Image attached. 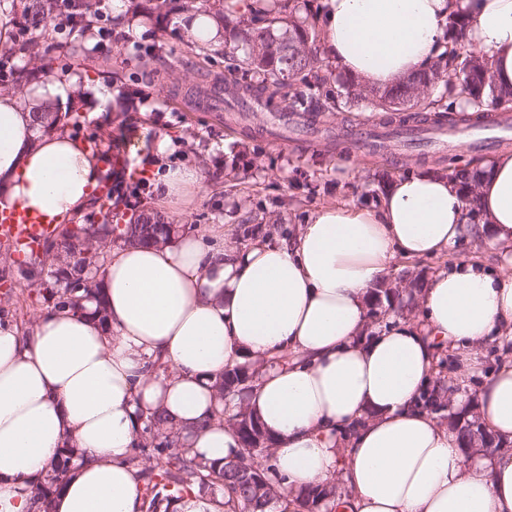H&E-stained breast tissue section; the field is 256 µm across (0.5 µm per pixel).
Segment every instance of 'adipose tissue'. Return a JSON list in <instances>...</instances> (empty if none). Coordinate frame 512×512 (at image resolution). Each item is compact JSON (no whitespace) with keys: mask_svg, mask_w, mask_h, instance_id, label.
I'll return each instance as SVG.
<instances>
[{"mask_svg":"<svg viewBox=\"0 0 512 512\" xmlns=\"http://www.w3.org/2000/svg\"><path fill=\"white\" fill-rule=\"evenodd\" d=\"M512 86V0H323L324 57L370 87L387 88L446 52L449 18ZM78 73L53 72L0 94V213L17 209L68 224L107 173L65 120ZM476 203L432 172L398 177L366 206L320 208L296 236L228 248L195 228L154 246L113 250L102 301L41 313L30 335L0 323V512H34L30 484L76 448L52 512H140L141 477L127 458L146 417L162 413L193 453L223 465L240 446L210 420L226 367L255 360L245 399L274 444L281 486L342 476L341 512H512V453L465 458L456 434L422 409L441 350L467 376L477 350L512 335V151L475 161ZM162 204L205 189L198 169L158 173ZM488 236L493 271L459 262L426 280L422 313L366 325L368 301L395 258L448 253ZM106 319H99L97 305ZM488 431L512 442V360L479 394Z\"/></svg>","mask_w":512,"mask_h":512,"instance_id":"ef3b65f1","label":"adipose tissue"}]
</instances>
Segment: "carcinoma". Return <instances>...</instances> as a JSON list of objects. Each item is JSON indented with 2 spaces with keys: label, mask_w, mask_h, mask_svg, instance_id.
I'll return each mask as SVG.
<instances>
[{
  "label": "carcinoma",
  "mask_w": 512,
  "mask_h": 512,
  "mask_svg": "<svg viewBox=\"0 0 512 512\" xmlns=\"http://www.w3.org/2000/svg\"><path fill=\"white\" fill-rule=\"evenodd\" d=\"M20 14L21 34L16 47L0 57V89L19 92L30 77L45 67L44 60L49 53L61 47L58 38L64 36L53 24L58 12V0H12ZM139 12L161 13L175 0H134ZM281 4L276 13L255 12L240 20V35L247 45L244 57H233L224 76V101L237 102L241 111L247 112L250 103H257L268 112L277 111L275 100L289 101L292 112H331L330 97L322 93L327 75L319 55V32L315 25L301 24L286 13L287 3ZM67 14L70 24L85 31L100 20V0H68ZM453 33L451 47L431 68L409 76L384 90L369 88L352 82L343 87V95L357 100H368L375 112L399 115L408 111L414 103L433 92L439 98L424 106L434 113L433 123L441 125L443 114L453 113V105L442 102L451 91L454 81L462 82V90L474 104L468 120L477 125L487 112L499 107L512 108V87L497 83L492 67L473 51L461 53L465 24L460 20L449 21ZM127 124V115L118 112L112 117V132L96 131L88 137L93 150L102 145L110 150V165L119 159V146L113 142V135H121ZM93 207L97 211L100 227L90 231L87 223L78 221L57 236L44 238L31 251L29 264L17 269L10 262L11 253L6 252L0 259V281L6 283L15 278H24L30 286L38 289L39 298L46 306L54 309H82V301L101 294V282L91 281L93 258L91 250H99L107 244V238L114 234L112 223L120 213L118 193L108 187L106 193L94 197ZM142 215L130 217L131 223L124 225L119 238L126 244H149L165 240L178 232L171 224H143ZM386 310L379 312L369 309V317L376 318L390 312L402 311L394 305L396 296L388 288H380ZM256 381V371L247 362L238 363L224 370V378L218 388L221 396L243 400ZM444 395L433 392L420 396L423 407L438 412L447 404L456 391L451 385L439 383ZM237 419V431L241 448L224 466L217 468L190 454L189 449L179 445L176 432L169 427L161 414H154L145 420L128 463L142 468V508L144 512H170L172 502L191 494H214L225 496L224 505L230 512H271L272 504L278 501L283 488L271 478L272 447H254L253 434L263 432L257 417L238 406L233 414ZM74 449L66 448L61 460L54 464L42 480L31 490L33 503L38 512H51L52 496L58 493L69 478L68 463ZM254 471L266 490L256 495L247 489L241 473ZM296 512H313L326 501H337L350 495L341 480L290 489Z\"/></svg>",
  "instance_id": "obj_1"
}]
</instances>
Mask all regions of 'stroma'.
Returning <instances> with one entry per match:
<instances>
[{
    "mask_svg": "<svg viewBox=\"0 0 512 512\" xmlns=\"http://www.w3.org/2000/svg\"><path fill=\"white\" fill-rule=\"evenodd\" d=\"M180 13H170L164 23L144 24L142 31L115 42H106L101 52L111 60L112 70L122 81L100 77L109 86L112 99L104 115L126 108L133 122L121 150L124 168L133 171L150 163L154 137H168L171 166H193L205 176L206 193L183 214H165L164 221L183 227L223 225L225 238L241 246L259 236L287 238L318 208L328 204L364 205L381 196V188L410 172L436 171L438 157L452 154L459 163L493 158L512 149V129L504 140L486 148L470 139L452 138L448 143L422 152L400 148L393 140H382L376 151L352 152L336 143L333 133L344 129H378L379 113L367 103H341L332 112H254L248 123L236 120L224 104L211 105L195 95L197 87L221 94L226 61L216 56L206 60L191 52ZM156 48L161 61L149 78L139 74V54ZM502 254L486 240L467 239L448 256L418 260H396L386 280L408 285L407 297H415L416 283L463 260H477L498 267ZM512 359V340L497 338L482 349L480 363L466 379H459L454 355H444L438 376L462 383L469 414H478L481 385L502 358Z\"/></svg>",
    "mask_w": 512,
    "mask_h": 512,
    "instance_id": "obj_1",
    "label": "stroma"
}]
</instances>
